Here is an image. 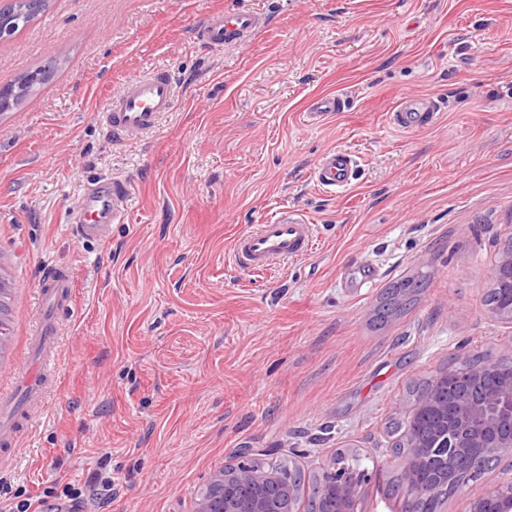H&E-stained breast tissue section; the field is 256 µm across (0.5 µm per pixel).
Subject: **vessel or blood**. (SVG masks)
<instances>
[{
  "instance_id": "1",
  "label": "vessel or blood",
  "mask_w": 512,
  "mask_h": 512,
  "mask_svg": "<svg viewBox=\"0 0 512 512\" xmlns=\"http://www.w3.org/2000/svg\"><path fill=\"white\" fill-rule=\"evenodd\" d=\"M263 23L261 15L242 8L210 16L201 34L208 45L220 48L245 43ZM175 102L172 74L156 69L127 81L122 92L98 113L97 119L105 137L118 142L153 131L161 117L174 110ZM434 117L432 100L408 97L394 112L393 122L401 129L413 130L429 125ZM356 169L354 154L333 150L317 161L312 177L320 188L340 193L349 186ZM130 194L128 183L99 181L67 215L74 235L81 240L106 239L112 225L125 223ZM314 238V225L303 214L286 210L238 237L231 255L240 267L268 271L307 250ZM43 277L45 314L33 337L32 365L23 375L17 393L0 398V438L5 440L10 438L19 413L42 399L43 380L54 372L57 349L54 309L57 303L69 297L72 285L68 277L52 265L46 266Z\"/></svg>"
}]
</instances>
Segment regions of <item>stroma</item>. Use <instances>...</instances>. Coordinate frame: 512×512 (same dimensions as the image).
<instances>
[{
  "instance_id": "1",
  "label": "stroma",
  "mask_w": 512,
  "mask_h": 512,
  "mask_svg": "<svg viewBox=\"0 0 512 512\" xmlns=\"http://www.w3.org/2000/svg\"><path fill=\"white\" fill-rule=\"evenodd\" d=\"M238 6L266 19L252 40L203 43L204 19ZM52 60L0 112L1 394L31 358L46 265L72 296L55 310L57 374L0 442V512H51L99 471L112 498L84 494L79 512H193L239 453L313 464L353 442L394 479L410 387L463 346L512 357L483 302L512 233V0H49L0 41V87ZM154 68L174 76V111L107 140L98 111ZM336 94L343 111L307 121ZM407 96L436 102L431 125L392 123ZM332 149L359 162L337 196L311 178ZM103 177L131 183L130 221L79 242L67 213ZM282 210L317 224L311 251L268 273L234 265L233 238ZM417 275L425 288L377 323L387 289ZM511 481L500 464L441 512ZM52 72L53 66H48L34 71L33 74L26 73L20 76L14 84L9 85L10 93L7 96H0V112H9L25 103L36 94L40 85L51 78Z\"/></svg>"
}]
</instances>
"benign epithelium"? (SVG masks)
Returning <instances> with one entry per match:
<instances>
[{
	"label": "benign epithelium",
	"instance_id": "7a95c632",
	"mask_svg": "<svg viewBox=\"0 0 512 512\" xmlns=\"http://www.w3.org/2000/svg\"><path fill=\"white\" fill-rule=\"evenodd\" d=\"M492 371L465 353L436 374L438 390L420 392L398 406L408 423L398 443L407 456L398 476L406 492L404 512H413L417 502L453 494L488 466L512 458V377L490 385L486 378ZM442 433L455 454L441 462L432 456L429 440ZM367 455L362 446L350 444L318 462L313 473L323 502L319 512H359L365 489L380 472L365 464ZM210 482L221 485L224 496L218 501L199 496L195 512H283L285 500L301 499L292 477L272 465H256L246 453L215 470ZM465 512H512V484L469 500Z\"/></svg>",
	"mask_w": 512,
	"mask_h": 512
}]
</instances>
